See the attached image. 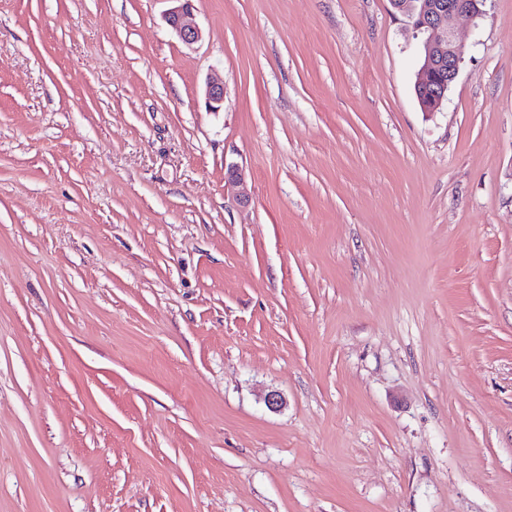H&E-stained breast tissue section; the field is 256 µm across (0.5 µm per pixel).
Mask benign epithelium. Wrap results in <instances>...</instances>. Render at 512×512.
<instances>
[{
	"mask_svg": "<svg viewBox=\"0 0 512 512\" xmlns=\"http://www.w3.org/2000/svg\"><path fill=\"white\" fill-rule=\"evenodd\" d=\"M173 6L165 21L179 40L188 48L202 41L204 31L196 20L193 0H170ZM394 9L407 17L414 28L427 34L424 58L417 78L416 91L434 85V92L423 104L426 113L439 111L447 97V89L455 83L463 55L455 34V22L460 17L472 20L485 14L488 0H390ZM206 107L216 112L224 106V86L207 85Z\"/></svg>",
	"mask_w": 512,
	"mask_h": 512,
	"instance_id": "obj_1",
	"label": "benign epithelium"
}]
</instances>
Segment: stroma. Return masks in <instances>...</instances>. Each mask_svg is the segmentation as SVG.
<instances>
[{
    "instance_id": "obj_1",
    "label": "stroma",
    "mask_w": 512,
    "mask_h": 512,
    "mask_svg": "<svg viewBox=\"0 0 512 512\" xmlns=\"http://www.w3.org/2000/svg\"><path fill=\"white\" fill-rule=\"evenodd\" d=\"M194 6L0 0V512H512V0ZM173 6L165 14V21L179 40L188 48L202 41L204 31L196 20L193 0H167ZM488 1L390 0L393 8L407 17L414 28L427 34L424 58L416 82V94L425 113L434 114L442 108L459 75L463 55L456 40V20L463 16L472 20L481 18ZM429 84H434V92L423 104L420 91Z\"/></svg>"
}]
</instances>
